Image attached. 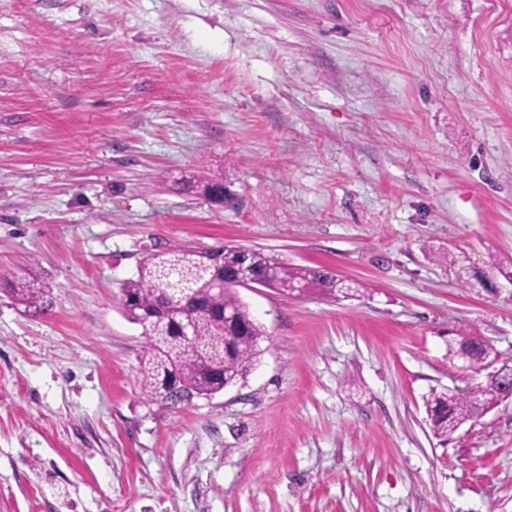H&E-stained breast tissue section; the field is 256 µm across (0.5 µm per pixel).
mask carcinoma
<instances>
[{
    "label": "carcinoma",
    "mask_w": 512,
    "mask_h": 512,
    "mask_svg": "<svg viewBox=\"0 0 512 512\" xmlns=\"http://www.w3.org/2000/svg\"><path fill=\"white\" fill-rule=\"evenodd\" d=\"M203 192L213 202H233L219 178L206 179ZM243 263L250 266L255 284L287 296H334L348 289L326 269L293 266L260 250L230 245L196 250L175 244L147 253L136 274L121 285L120 304L146 336L140 388L148 399L178 405L211 397L242 380L259 361L267 333L238 296L242 284L235 275ZM9 291L28 309H47L46 291L33 281L19 279ZM178 304L193 326L190 341L182 338L180 318L170 313ZM460 348L470 350L476 373L497 360L489 344L467 332L458 334L448 352L453 356ZM510 395L512 369L506 366L470 392L432 394L427 413L434 437L448 441L456 426L482 416Z\"/></svg>",
    "instance_id": "obj_1"
}]
</instances>
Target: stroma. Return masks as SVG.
<instances>
[{
    "label": "stroma",
    "instance_id": "stroma-1",
    "mask_svg": "<svg viewBox=\"0 0 512 512\" xmlns=\"http://www.w3.org/2000/svg\"><path fill=\"white\" fill-rule=\"evenodd\" d=\"M173 244L361 290L239 289L264 354L171 408L119 296ZM461 329L512 357V0H0V512H512V400L428 425ZM9 291L13 299L25 308L43 311L48 307L45 289L34 281L18 279L11 284Z\"/></svg>",
    "mask_w": 512,
    "mask_h": 512
}]
</instances>
